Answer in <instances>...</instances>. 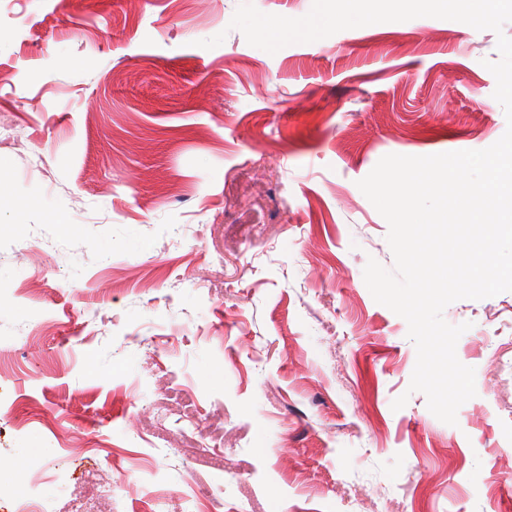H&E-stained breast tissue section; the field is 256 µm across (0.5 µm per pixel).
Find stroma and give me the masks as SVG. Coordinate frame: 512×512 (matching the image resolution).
I'll return each instance as SVG.
<instances>
[{
  "mask_svg": "<svg viewBox=\"0 0 512 512\" xmlns=\"http://www.w3.org/2000/svg\"><path fill=\"white\" fill-rule=\"evenodd\" d=\"M241 2L0 0V481L42 470L47 512H512V291L446 307L476 395L441 422L357 186L504 134L496 34L270 54Z\"/></svg>",
  "mask_w": 512,
  "mask_h": 512,
  "instance_id": "stroma-1",
  "label": "stroma"
}]
</instances>
